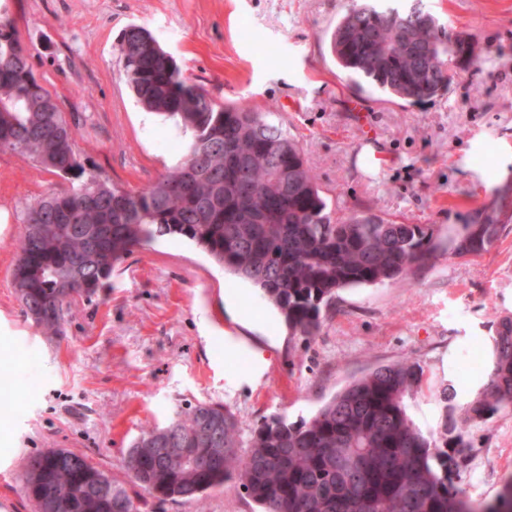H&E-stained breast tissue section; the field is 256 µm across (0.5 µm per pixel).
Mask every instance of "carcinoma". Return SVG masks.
I'll list each match as a JSON object with an SVG mask.
<instances>
[{
	"label": "carcinoma",
	"mask_w": 512,
	"mask_h": 512,
	"mask_svg": "<svg viewBox=\"0 0 512 512\" xmlns=\"http://www.w3.org/2000/svg\"><path fill=\"white\" fill-rule=\"evenodd\" d=\"M452 36L418 0L402 12L363 0L340 17L330 48L343 71L389 98L420 103L451 84ZM119 53L141 108L189 135L182 162L137 189L85 167L63 112L44 109L51 92L28 90V49L0 16V152L27 156L69 182L25 206L11 271L24 314L44 335H64L76 298L92 299L135 249L165 237L190 241L259 288L290 336L305 340L320 334L340 291L401 280L435 257L429 225L329 208L276 113L214 101L146 27L129 26ZM505 228L449 225L448 257L482 254ZM492 340L486 384L460 410L454 386H444L440 426L428 434L406 404L424 368L406 359L363 373L309 418H265L246 436L232 408L190 404L131 442L130 489L90 459L79 470L45 473L41 461L57 449L33 454L22 474L26 498L34 512H142L144 493L199 501L233 481L258 512H512L511 477L479 503L454 483L472 457V427L512 409V317L497 323ZM174 448H218L222 462L185 465ZM354 456L363 457L355 471L346 465Z\"/></svg>",
	"instance_id": "obj_1"
}]
</instances>
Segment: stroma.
<instances>
[{
  "label": "stroma",
  "mask_w": 512,
  "mask_h": 512,
  "mask_svg": "<svg viewBox=\"0 0 512 512\" xmlns=\"http://www.w3.org/2000/svg\"><path fill=\"white\" fill-rule=\"evenodd\" d=\"M349 0H0L55 95L88 168L142 187L180 162L184 135L143 111L119 63L121 35L147 27L184 76L219 103L278 112L302 147L330 207L371 209L435 229V260L406 281L343 290L319 336L291 338L258 290L187 240L135 250L93 301H75L64 335H42L11 284L22 209L62 180L0 152V512H33L27 457L50 448L86 455L126 480L130 443L197 401L221 402L243 430L262 418L296 421L352 378L407 358L425 370L407 401L425 432L440 420L439 389L457 405L487 381L490 362L463 372L462 351H489L512 317V0H422L471 37L473 64L447 92L406 104L357 84L329 52L327 34ZM375 138L363 144L365 127ZM381 164L366 168L363 156ZM498 211L506 229L475 258L449 257L448 227ZM475 455L457 486L493 499L512 476V410L472 431ZM144 512H255L234 484L203 502L147 499Z\"/></svg>",
  "instance_id": "1"
}]
</instances>
